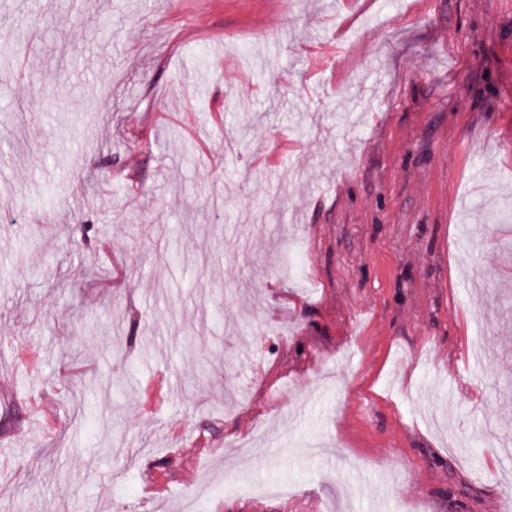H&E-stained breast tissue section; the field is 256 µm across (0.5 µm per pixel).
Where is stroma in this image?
I'll list each match as a JSON object with an SVG mask.
<instances>
[{"instance_id":"obj_1","label":"stroma","mask_w":512,"mask_h":512,"mask_svg":"<svg viewBox=\"0 0 512 512\" xmlns=\"http://www.w3.org/2000/svg\"><path fill=\"white\" fill-rule=\"evenodd\" d=\"M511 208L512 0H9L0 512H500Z\"/></svg>"}]
</instances>
